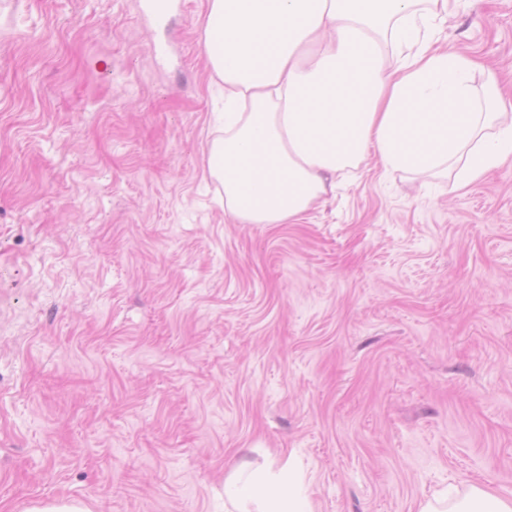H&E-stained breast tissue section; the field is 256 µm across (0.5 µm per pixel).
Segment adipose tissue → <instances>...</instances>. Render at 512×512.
Returning a JSON list of instances; mask_svg holds the SVG:
<instances>
[{
  "label": "adipose tissue",
  "mask_w": 512,
  "mask_h": 512,
  "mask_svg": "<svg viewBox=\"0 0 512 512\" xmlns=\"http://www.w3.org/2000/svg\"><path fill=\"white\" fill-rule=\"evenodd\" d=\"M476 0H206L204 51L224 84V133L208 175L238 224H295L375 155L385 169L480 182L512 159V117L495 75L435 49L448 15ZM482 72L481 86L473 75ZM255 512H312L291 467L224 483ZM418 512H512L468 484Z\"/></svg>",
  "instance_id": "obj_1"
}]
</instances>
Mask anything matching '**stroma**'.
Here are the masks:
<instances>
[{
    "label": "stroma",
    "instance_id": "1",
    "mask_svg": "<svg viewBox=\"0 0 512 512\" xmlns=\"http://www.w3.org/2000/svg\"><path fill=\"white\" fill-rule=\"evenodd\" d=\"M0 0V512H224L295 462L314 512L512 497V161L460 189L369 159L297 224L206 176V0ZM438 47L512 94V0Z\"/></svg>",
    "mask_w": 512,
    "mask_h": 512
}]
</instances>
